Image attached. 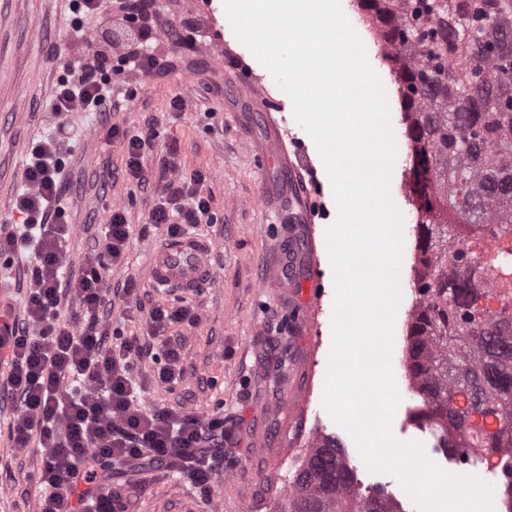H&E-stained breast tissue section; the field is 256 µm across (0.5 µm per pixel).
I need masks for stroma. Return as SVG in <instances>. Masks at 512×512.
<instances>
[{"mask_svg":"<svg viewBox=\"0 0 512 512\" xmlns=\"http://www.w3.org/2000/svg\"><path fill=\"white\" fill-rule=\"evenodd\" d=\"M156 34L148 50L166 72L160 77L112 75V122L129 132L154 127L157 136L144 164L152 176L147 188L123 181V140H108L92 116L67 117L69 141L62 148L69 182L67 220L74 233L66 265L79 269L111 208H123L132 226L125 264L110 279L132 278L145 293V305L168 306L180 300L197 306L199 324L183 328L186 379L176 391L148 386L145 406L182 405L199 414H222L233 433L224 444L221 512H282L291 473L312 438L326 434L343 444L349 464L363 485L380 487L404 512L417 506L392 475L369 472L348 432L323 405L332 343L334 276L325 230L337 216L331 187L323 189L324 215L305 221L309 186L305 171L288 178L293 139H301L319 180L327 178L317 147L296 122L288 94L270 71L224 25L223 0H153ZM68 0H0V221L16 217L14 198L21 187L27 151L33 140L55 133L56 116L48 101L64 64L78 51ZM186 108L171 111L172 98ZM177 143L184 175L207 176L206 194L215 220L196 233L215 245L214 280L188 297L152 288L153 254L164 243L163 230L145 223L162 185V157ZM392 199L403 216L406 250L398 306L402 327L414 299L417 268L415 211L394 183ZM296 249L292 267L303 279L308 267L324 272L319 309L307 310L299 293L269 288L276 277L269 256ZM407 335H400L392 368L401 401L392 431L402 441H419L427 456L450 472L452 455L435 448L429 433L411 414L421 400L408 388ZM288 410H281V403ZM10 406L0 401V504L11 512H37L38 497L28 493L26 476L42 465L44 451L16 457L8 439ZM129 512H210L190 483L154 471L146 494L131 497Z\"/></svg>","mask_w":512,"mask_h":512,"instance_id":"1","label":"stroma"}]
</instances>
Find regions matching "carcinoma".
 I'll return each instance as SVG.
<instances>
[{"label":"carcinoma","mask_w":512,"mask_h":512,"mask_svg":"<svg viewBox=\"0 0 512 512\" xmlns=\"http://www.w3.org/2000/svg\"><path fill=\"white\" fill-rule=\"evenodd\" d=\"M397 73L418 213L407 368L419 426L461 466L499 457L512 512V0H357ZM288 512H402L334 441L291 476Z\"/></svg>","instance_id":"cac0c4a2"}]
</instances>
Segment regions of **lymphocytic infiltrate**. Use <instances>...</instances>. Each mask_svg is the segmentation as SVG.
Returning <instances> with one entry per match:
<instances>
[{"instance_id":"obj_1","label":"lymphocytic infiltrate","mask_w":512,"mask_h":512,"mask_svg":"<svg viewBox=\"0 0 512 512\" xmlns=\"http://www.w3.org/2000/svg\"><path fill=\"white\" fill-rule=\"evenodd\" d=\"M152 0H128L126 19L132 33L124 38L117 61H110L96 38L82 39L77 57L58 79L51 110L98 112L112 94V71L143 76L162 74L158 58L146 52L152 38ZM108 137L125 138L127 181L149 178L143 155L152 138L128 134L112 125ZM61 140L33 143L23 171L24 190L14 201L16 220L0 226V256L31 253L30 288L23 318L0 330L9 372L0 380L14 405L9 442L16 454L33 448L47 454L37 471L39 512H126L120 492H98L112 481L116 462L149 460L157 469L179 474L210 500L224 470L222 447L228 437L224 417L199 415L173 406L146 407L136 395L137 363L152 352L163 362L152 383L175 390L184 379V346L170 331L199 321L195 306H153L146 332L113 340L107 325L110 301L105 272L125 259L132 226L124 210L112 209L97 241L94 257L78 274L65 271L73 227L64 220L65 183L61 179ZM162 168L168 178L148 218L150 226L175 236L200 224L210 212L205 174L184 176L177 147H169Z\"/></svg>"}]
</instances>
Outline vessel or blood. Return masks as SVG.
I'll list each match as a JSON object with an SVG mask.
<instances>
[{
	"instance_id": "vessel-or-blood-1",
	"label": "vessel or blood",
	"mask_w": 512,
	"mask_h": 512,
	"mask_svg": "<svg viewBox=\"0 0 512 512\" xmlns=\"http://www.w3.org/2000/svg\"><path fill=\"white\" fill-rule=\"evenodd\" d=\"M213 245L206 238L185 233L164 242L156 252L150 278L154 287L193 293L214 276L210 264Z\"/></svg>"
}]
</instances>
